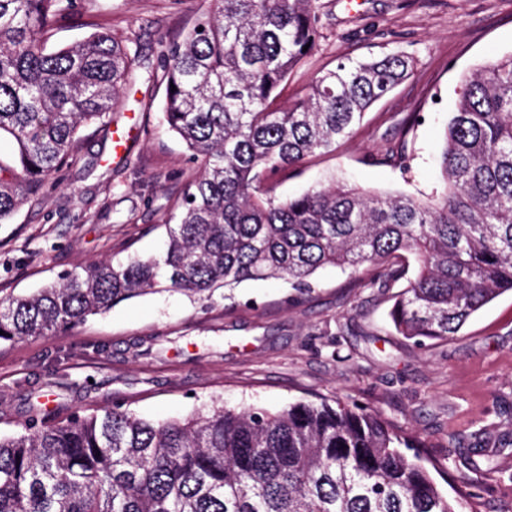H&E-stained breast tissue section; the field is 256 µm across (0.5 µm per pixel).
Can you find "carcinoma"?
Instances as JSON below:
<instances>
[{
	"label": "carcinoma",
	"mask_w": 512,
	"mask_h": 512,
	"mask_svg": "<svg viewBox=\"0 0 512 512\" xmlns=\"http://www.w3.org/2000/svg\"><path fill=\"white\" fill-rule=\"evenodd\" d=\"M314 0H214L161 44L162 121L199 163L164 221L157 256L71 270L0 299V342L71 330L163 290L210 300L247 280L310 293L325 266L417 270L389 316L408 339L446 341L512 291V55L466 78L426 199L335 181L297 196L275 177L336 151L367 110L408 79L399 52L340 61L287 107L276 100L318 36ZM76 0H0V224L80 159L83 125L112 134L139 56L98 22L47 49ZM308 50H303V47ZM176 91H171V87ZM411 439L377 412L298 400L271 411L214 404L154 421L121 404L35 413L0 433V512H456ZM93 30L76 25H67L58 28L51 38L48 47L55 48L59 46L76 45L81 42Z\"/></svg>",
	"instance_id": "1"
}]
</instances>
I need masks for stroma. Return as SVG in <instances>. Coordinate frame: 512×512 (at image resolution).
Masks as SVG:
<instances>
[{
  "label": "stroma",
  "instance_id": "obj_1",
  "mask_svg": "<svg viewBox=\"0 0 512 512\" xmlns=\"http://www.w3.org/2000/svg\"><path fill=\"white\" fill-rule=\"evenodd\" d=\"M80 10L142 54L115 111L123 148L95 127L80 162L39 202L0 224V298L36 291L105 260L159 254L163 222L196 165L163 125L158 44L180 38L212 0H77ZM320 36L279 99L288 104L342 57L402 52L413 74L365 115L335 152L283 173L292 195L336 174L365 190L416 197L441 185L438 152L461 81L512 54V0H316ZM414 127L407 136L399 129ZM299 294L279 279L248 280L194 301L177 291L131 298L70 331L0 344V431L30 407L58 416L120 402L143 417L182 418L218 403L277 410L341 400L379 412L418 452L458 512H512V447L494 452L512 417V292L448 341L398 334L391 296L335 267ZM492 459L474 453V442ZM469 485H461L460 475Z\"/></svg>",
  "mask_w": 512,
  "mask_h": 512
}]
</instances>
